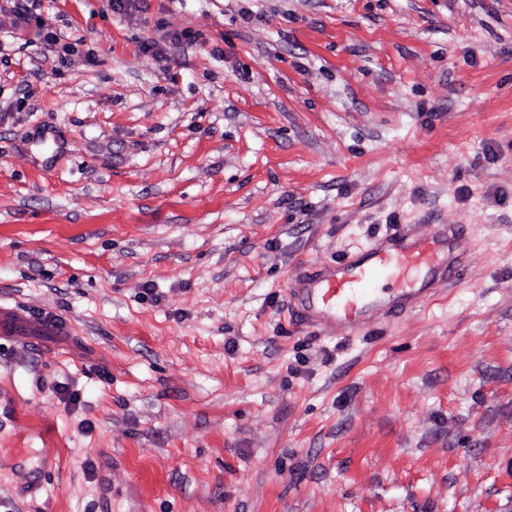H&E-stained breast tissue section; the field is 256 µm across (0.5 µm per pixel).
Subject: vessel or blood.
Returning a JSON list of instances; mask_svg holds the SVG:
<instances>
[{"label": "vessel or blood", "instance_id": "obj_1", "mask_svg": "<svg viewBox=\"0 0 512 512\" xmlns=\"http://www.w3.org/2000/svg\"><path fill=\"white\" fill-rule=\"evenodd\" d=\"M466 249L463 224L437 225L428 238L398 233L321 268L314 280H295L290 290L314 325L348 336L377 313L398 315L425 302L437 280L454 279Z\"/></svg>", "mask_w": 512, "mask_h": 512}]
</instances>
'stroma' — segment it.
Masks as SVG:
<instances>
[{"mask_svg": "<svg viewBox=\"0 0 512 512\" xmlns=\"http://www.w3.org/2000/svg\"><path fill=\"white\" fill-rule=\"evenodd\" d=\"M438 224L461 280L298 321ZM0 306V512H512V0H0ZM464 224H438L429 238L409 232L390 235L346 261L321 268L313 281L295 280L290 292L301 296L314 325L335 326L351 335L376 313L399 315L422 304L440 279L454 280L467 249ZM380 279L394 288H375Z\"/></svg>", "mask_w": 512, "mask_h": 512, "instance_id": "stroma-1", "label": "stroma"}]
</instances>
